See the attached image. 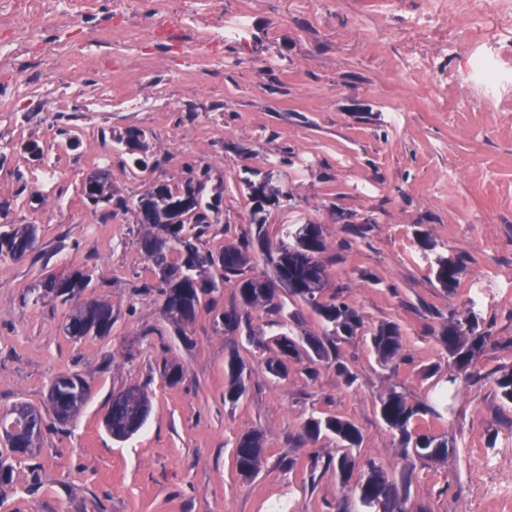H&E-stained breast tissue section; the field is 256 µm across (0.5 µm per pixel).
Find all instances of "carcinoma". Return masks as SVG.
<instances>
[{"instance_id": "1", "label": "carcinoma", "mask_w": 512, "mask_h": 512, "mask_svg": "<svg viewBox=\"0 0 512 512\" xmlns=\"http://www.w3.org/2000/svg\"><path fill=\"white\" fill-rule=\"evenodd\" d=\"M119 142L131 150L144 151L147 148L143 130L131 127ZM93 187L83 190L84 196L97 203L112 198L108 174L98 169L89 175ZM208 167H199L197 179H190L180 185L160 184L148 189L133 202L137 222L146 224L152 231L140 241V248L152 266V271L162 283L160 296L162 310L167 320L180 334L192 324L200 309V297L217 291V285L202 278L201 271L217 266L222 271V281L230 283L239 293L242 302L250 307H261L282 318L281 325L288 324L291 315L278 299L280 286L289 294L310 305L323 322L320 336L308 335L302 342L282 332L274 339L278 358L269 363V371L279 377L288 374L289 363L301 360L306 355L312 363L328 356L329 350L339 339H350L358 335L364 326L360 312L334 295L324 297L327 286L326 267L320 255L326 250L321 225L303 224L296 230L283 228L282 237L270 245L265 242L264 225L268 214L267 203L271 194L276 193L277 203L287 204L291 195L272 172L265 173L244 170L241 183L247 190L252 203L251 223L255 224L257 241L267 250L268 260L274 268L275 278L249 274L251 270L250 246L246 238L239 245H228L217 253H202L196 245L198 239L212 227L210 213L219 210V199L207 194ZM36 227L24 224L0 233V256L19 260L34 248ZM418 243L423 252L434 254L432 271L439 285L450 291H457L463 264L460 259L436 252L435 243L426 236ZM178 254L172 258V254ZM89 275L75 271L64 279H47L31 288L51 299L66 303L77 291L88 287ZM180 317H171L172 310ZM242 322L235 310L217 314L213 328L217 331L233 332ZM112 330V305L103 300H93L73 312L63 325L65 335L80 339L85 336H107ZM490 340L477 307L471 305L465 311L448 321L439 332V342L448 352V360L464 378L474 376L473 363L479 352ZM372 351L382 365L395 360L403 348V334L398 325L383 323L371 334ZM228 381L224 387V403L236 404L246 393L243 377L244 367L239 358L232 356L225 365ZM84 378L77 373L58 375L52 387L59 390L60 401L51 406L54 418L59 422L69 420L83 407L87 398L82 396ZM150 402L148 393L137 388L129 393L121 391L118 399L109 400L111 420L103 421L107 431L119 437H131L146 424L150 410L144 404ZM379 413L383 422L398 434L400 447L405 454L414 456L425 464L448 455V438L424 429L421 422L427 416L437 415L435 408L425 402H410L397 389L380 398ZM323 434L336 437L341 448L336 457L326 463V468L336 471L340 481H346L358 465L354 449L359 447L361 433L349 420L339 416L308 418L303 425V438L315 442ZM264 453V435L251 431L241 435L235 443L233 457L237 473L244 480L258 473ZM26 455L9 448V454L0 459V485L13 482V462L21 461ZM318 458L309 456V463L302 464L295 458L288 459V471L304 478L313 473ZM361 503H366L377 512H395L399 505L397 487L391 483L384 471L373 463L367 464V475L358 484Z\"/></svg>"}]
</instances>
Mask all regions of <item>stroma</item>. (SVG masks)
Wrapping results in <instances>:
<instances>
[{"label": "stroma", "mask_w": 512, "mask_h": 512, "mask_svg": "<svg viewBox=\"0 0 512 512\" xmlns=\"http://www.w3.org/2000/svg\"><path fill=\"white\" fill-rule=\"evenodd\" d=\"M427 0H168L174 40L155 35V0H66L77 23L39 27L36 0H0L11 10L6 36L23 50L31 36L44 52L16 73L0 61V225L34 224V250L0 257V412L23 403L48 410L52 380L75 372L91 388L67 424L47 420L36 453L0 488V512H366L357 485L365 463L381 467L400 493L402 512H496L473 496L479 453L512 448V406L497 378L512 372V295L481 311L491 333L477 356V377L456 380L438 341L467 304L477 280L512 278V111H471L436 102L432 83L447 84L461 56L448 43L467 32L464 0H450L448 27L435 37L406 28V14ZM136 31H112L116 9ZM242 21L220 47L192 39L194 28ZM434 59L431 75L402 71L406 51ZM145 131L147 166L137 169L117 140ZM108 155L114 196L136 198L157 184H180L189 166L210 167L209 189L223 196V214L197 242L215 252L252 231L244 169L266 171L282 158L292 200L267 216L269 240L283 227L320 225L328 290L362 314L361 336L338 343L317 363L287 378L272 377L273 315L250 309L252 337L214 330L213 314L239 306L232 286L215 308L201 307L186 336L162 312L157 280L139 240L134 212L93 210L81 183L95 155ZM62 176L45 181L50 157ZM375 185L372 196L357 192ZM461 258L456 292L437 283L418 244ZM88 271L90 288L71 302H34L29 290L50 276ZM94 298L112 305L106 336L75 341L61 326ZM397 324L403 357L383 366L370 345L379 324ZM238 355L247 392L224 402V366ZM183 369L168 383L162 366ZM344 364L355 375L345 384ZM146 386L151 413L131 438L104 428L113 392ZM412 402L448 398L430 429L448 438V456L429 464L404 456L379 414L390 389ZM342 416L360 430L363 462L340 482L324 462L335 438L302 439L308 417ZM262 431L258 474L243 480L232 450L242 434ZM321 462L312 480L289 473L284 459Z\"/></svg>", "instance_id": "stroma-1"}]
</instances>
